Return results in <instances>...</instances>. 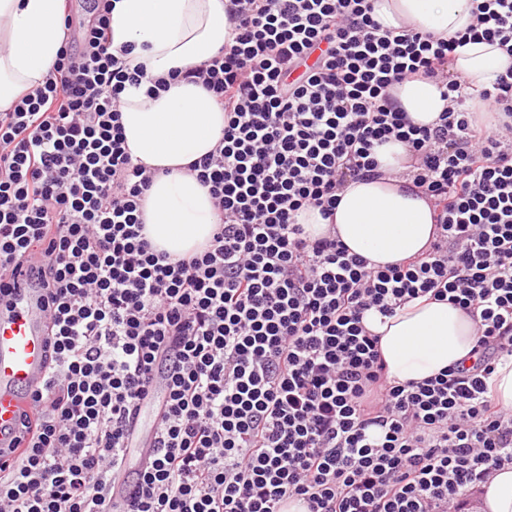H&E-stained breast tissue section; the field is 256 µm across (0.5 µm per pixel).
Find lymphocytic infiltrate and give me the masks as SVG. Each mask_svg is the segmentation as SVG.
<instances>
[{"instance_id":"1","label":"lymphocytic infiltrate","mask_w":512,"mask_h":512,"mask_svg":"<svg viewBox=\"0 0 512 512\" xmlns=\"http://www.w3.org/2000/svg\"><path fill=\"white\" fill-rule=\"evenodd\" d=\"M78 42L0 112V303L36 289L46 375L0 460V512H462L512 466V408L490 380L512 360V70L476 97L448 77L456 42L382 29L371 0H231L233 40L172 79L202 85L224 135L191 164L218 222L189 257L155 249L154 178L125 145L121 95L167 90L112 49L110 0ZM468 41L512 53V0H478ZM443 85L434 126L391 88ZM397 141L430 199L428 250L371 266L331 220L349 182L380 177ZM319 210L311 236L298 216ZM450 301L471 355L434 378L389 379L368 311ZM167 396L151 402L155 384ZM152 460L109 497L143 412Z\"/></svg>"}]
</instances>
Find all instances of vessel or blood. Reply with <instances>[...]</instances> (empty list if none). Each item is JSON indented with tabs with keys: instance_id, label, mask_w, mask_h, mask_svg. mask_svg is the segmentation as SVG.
<instances>
[{
	"instance_id": "1",
	"label": "vessel or blood",
	"mask_w": 512,
	"mask_h": 512,
	"mask_svg": "<svg viewBox=\"0 0 512 512\" xmlns=\"http://www.w3.org/2000/svg\"><path fill=\"white\" fill-rule=\"evenodd\" d=\"M11 312L0 316V443L9 442L21 411L29 409L27 391L39 384L44 368V315L35 289L13 295Z\"/></svg>"
}]
</instances>
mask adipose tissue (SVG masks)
<instances>
[{"label":"adipose tissue","mask_w":512,"mask_h":512,"mask_svg":"<svg viewBox=\"0 0 512 512\" xmlns=\"http://www.w3.org/2000/svg\"><path fill=\"white\" fill-rule=\"evenodd\" d=\"M372 16L383 29L412 25L444 38L473 24V0H372ZM112 47H130V65H143L152 78L202 64L233 34L230 0H112ZM61 0H0V111L29 86L41 82L65 43ZM512 69V54L498 45L469 42L450 55V78L474 89L492 87ZM443 88L407 79L392 94L417 125L436 123L447 102ZM121 121L134 158L156 171L142 212L146 235L160 250L177 256L196 252L210 238L217 216L207 188L190 172L224 134V112L201 86L172 82L166 92L144 89L123 94ZM383 178L352 182L341 196L333 222L350 252L376 265L397 263L426 251L434 231L432 207L406 169L401 143L375 148ZM366 327L380 337L390 378L399 382L436 376L465 358L474 345L471 316L448 302L413 300L390 317L368 313Z\"/></svg>","instance_id":"ef3b65f1"}]
</instances>
